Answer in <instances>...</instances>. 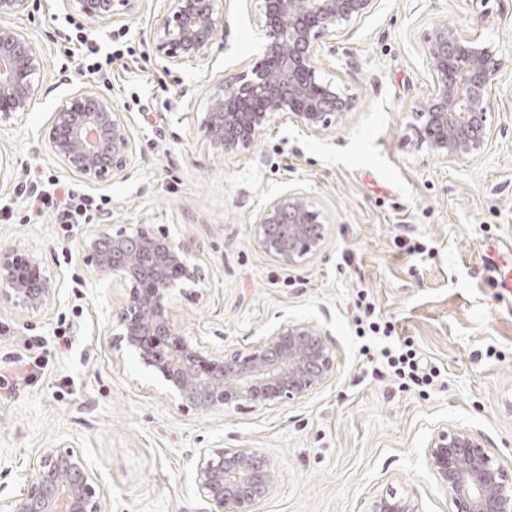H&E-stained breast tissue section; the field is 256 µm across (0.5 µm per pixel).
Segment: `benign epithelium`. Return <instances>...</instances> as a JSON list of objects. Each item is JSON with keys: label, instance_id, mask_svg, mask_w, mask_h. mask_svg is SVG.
<instances>
[{"label": "benign epithelium", "instance_id": "benign-epithelium-1", "mask_svg": "<svg viewBox=\"0 0 512 512\" xmlns=\"http://www.w3.org/2000/svg\"><path fill=\"white\" fill-rule=\"evenodd\" d=\"M30 0H0V19L29 11ZM140 0H70L72 11L92 25L138 8ZM266 43L262 57L235 78L233 91L218 87L201 123L220 153L250 146L267 122L284 115L320 132L356 110L357 98L342 94L319 74L321 46L369 14L377 0H263ZM224 24L222 0H168L153 30L157 65L164 71L199 65L209 57ZM432 75L431 92L417 104L416 142L444 161L481 154L492 142L490 88L502 60L497 51L446 21L435 22L424 41ZM41 48L15 28H0V124L22 120L42 81ZM52 156L89 185L128 175L137 143L120 110L95 88L62 99L44 134ZM258 246L278 264L294 267L323 241L321 213L294 190L270 200L256 220ZM108 233L82 243L95 272L124 288L112 310L110 342L138 355L170 398L201 414L245 405L276 406L301 399L330 382L333 352L322 332L308 322L288 321L259 342L217 350L180 336L170 304L181 284L203 280V249L193 241L158 237L136 228L112 237V251L100 249ZM34 258L0 253V296L31 312L51 300L53 283L44 276L29 285ZM429 472L448 491L453 512H512V473L498 463L480 434L440 426L426 447ZM277 473L256 448H202L194 482L208 512H257ZM0 512H109L96 474L80 448H44L21 492L0 501ZM372 512H418L409 494L387 491Z\"/></svg>", "mask_w": 512, "mask_h": 512}]
</instances>
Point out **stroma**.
I'll list each match as a JSON object with an SVG mask.
<instances>
[{"label":"stroma","mask_w":512,"mask_h":512,"mask_svg":"<svg viewBox=\"0 0 512 512\" xmlns=\"http://www.w3.org/2000/svg\"><path fill=\"white\" fill-rule=\"evenodd\" d=\"M165 0L87 26L122 29L145 51ZM224 26L200 66L146 71L112 83L83 75L59 46L71 32L67 0H34L8 19L44 53L33 107L0 127L12 174L0 208L23 213L19 188L76 177L42 136L61 97L104 89L114 106L158 94L164 112H130L137 141L127 178L98 186L112 199V233L136 227L204 249V291L174 296L181 336L227 349L254 344L281 323L314 324L336 356V377L306 398L273 408L197 413L165 396L138 358L110 344L112 309L125 294L100 278L82 252V225L62 236L52 214L0 222V250L36 257L51 274L50 302L31 312L0 297V373L30 361L34 377L0 398V499L16 495L45 448L82 449L110 512H207L193 479L198 449L258 448L278 474L258 512H371L388 488L411 494L419 512H450L432 480L425 447L442 425L478 432L512 471V293L489 257H512V0H379L350 35L324 47L321 74L357 97L358 108L313 133L274 117L255 140L213 153L200 116L212 89L262 55L259 0H223ZM437 21L494 44L503 61L490 90L495 135L479 156L446 162L417 145L415 106L430 88L423 39ZM305 193L324 217L320 250L286 268L255 242V218L273 198ZM367 294L402 343L440 375L425 389L372 375L350 318Z\"/></svg>","instance_id":"obj_1"}]
</instances>
